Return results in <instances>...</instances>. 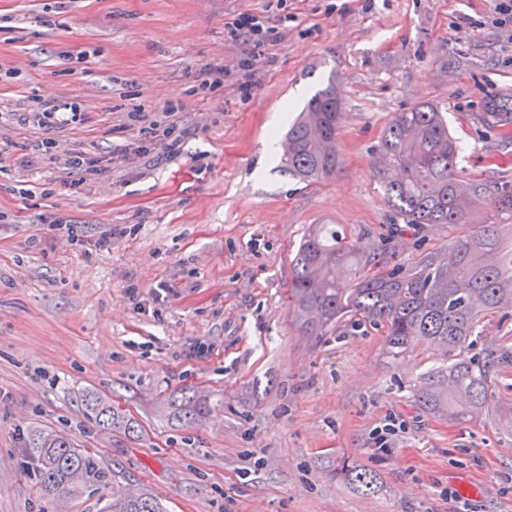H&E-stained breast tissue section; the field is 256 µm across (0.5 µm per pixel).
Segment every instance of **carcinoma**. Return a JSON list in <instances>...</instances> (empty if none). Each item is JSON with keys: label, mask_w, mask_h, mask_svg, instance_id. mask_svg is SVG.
<instances>
[{"label": "carcinoma", "mask_w": 512, "mask_h": 512, "mask_svg": "<svg viewBox=\"0 0 512 512\" xmlns=\"http://www.w3.org/2000/svg\"><path fill=\"white\" fill-rule=\"evenodd\" d=\"M340 109L331 80L288 127L281 162L294 176L324 179L336 174L341 165L336 150ZM475 119L489 132L511 129L512 95H486ZM377 151L398 171L385 179L384 191L403 223L462 224L468 206L477 200L489 205L487 223L408 270L387 268L374 251L347 240L334 225L313 224L292 259L288 317L310 339L335 332L344 322L381 328L386 354L394 360L415 343L429 341L452 360L421 381L417 397L424 409L445 412L452 422H468L483 413L512 416V405H502L494 392L499 376L512 368V336L473 354L466 345L486 316L512 312V250H504L498 234L499 225L512 224V186L474 180L461 192L456 175L460 145L442 112L429 103L398 113ZM349 272L354 283L344 288L342 280ZM85 406L103 429L122 424L135 430L133 422L95 394L86 397ZM174 408L189 424L209 413L208 402L186 390L174 399ZM26 447L44 494L106 479L96 455L75 447L64 434L34 427L27 433ZM340 472L357 487L373 489L369 471L344 463ZM102 512L167 510L149 493H129L112 495Z\"/></svg>", "instance_id": "cac0c4a2"}]
</instances>
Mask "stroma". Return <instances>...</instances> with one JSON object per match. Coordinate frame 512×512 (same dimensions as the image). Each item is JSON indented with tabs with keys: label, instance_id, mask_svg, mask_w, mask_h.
<instances>
[{
	"label": "stroma",
	"instance_id": "35a3bbf8",
	"mask_svg": "<svg viewBox=\"0 0 512 512\" xmlns=\"http://www.w3.org/2000/svg\"><path fill=\"white\" fill-rule=\"evenodd\" d=\"M241 13L282 34L249 80L227 32ZM497 17V0H0V512H101L117 490L169 512H512V419L457 424L417 401L440 349L394 360L370 327L313 342L287 300L308 225L409 269L485 223L479 201L464 223L393 232L376 147L429 102L462 147L459 178L512 185V137L474 119L485 93L512 94ZM206 68L222 83L202 85ZM331 80L342 167L303 181L268 141ZM53 97L78 102L75 123L19 125ZM137 106L186 130L179 156L141 134ZM47 136L111 159L107 177L80 183L36 150ZM51 213L66 228L48 230ZM185 388L209 398L202 423L171 404ZM89 392L137 432L99 428ZM30 427L92 449L113 481L43 496ZM345 459L373 493L337 478Z\"/></svg>",
	"mask_w": 512,
	"mask_h": 512
}]
</instances>
